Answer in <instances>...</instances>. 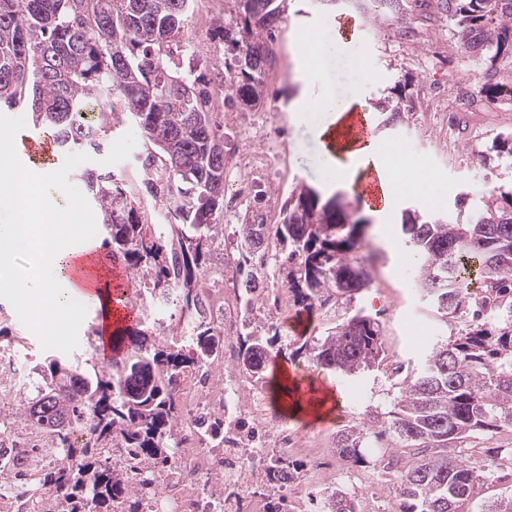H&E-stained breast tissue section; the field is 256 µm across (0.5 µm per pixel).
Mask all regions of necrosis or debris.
I'll return each mask as SVG.
<instances>
[{"label":"necrosis or debris","mask_w":512,"mask_h":512,"mask_svg":"<svg viewBox=\"0 0 512 512\" xmlns=\"http://www.w3.org/2000/svg\"><path fill=\"white\" fill-rule=\"evenodd\" d=\"M253 146L240 161V174L250 178L271 170L279 141L267 129L252 137ZM271 247L260 248L257 276L250 282L233 278L227 266L210 272L212 305L208 316L220 328L226 370L222 382L200 371L182 380L179 399L186 413L178 431L181 446L170 472L147 474L144 467L123 464L128 482L150 504V512H286L289 500L316 504L326 484L352 476L318 445L277 415L252 408L250 379L237 369L241 329L240 305L245 297L261 303L268 322L279 321L288 308L287 288L273 279L265 263ZM217 414L228 421L224 432L207 438L199 418Z\"/></svg>","instance_id":"1"}]
</instances>
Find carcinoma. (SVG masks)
I'll return each mask as SVG.
<instances>
[{"label":"carcinoma","mask_w":512,"mask_h":512,"mask_svg":"<svg viewBox=\"0 0 512 512\" xmlns=\"http://www.w3.org/2000/svg\"><path fill=\"white\" fill-rule=\"evenodd\" d=\"M185 0H0V107L25 101L34 126L62 154L98 155L112 129V113L86 120L89 103L110 95L125 120L153 145L141 160L147 193L170 214L154 224L139 191L115 182L110 171L82 173L102 216V248L140 282L150 312L115 337L121 354L98 362L92 337L76 358L50 355L32 371L37 395L18 401L23 426L45 433L57 463L32 483L31 493L52 503L45 512H145L138 493L112 460L115 446L130 448L147 468L169 469L176 426L183 416L179 382L209 359L215 328L202 316L207 252L224 235L216 213L224 195V141L210 122L209 93L182 70L170 43L179 38ZM284 0H238L242 39L232 60L241 80L234 99L255 107L275 63L271 27ZM448 13L466 49L496 59L512 53V0H448ZM489 63L482 93L512 101V86L493 82ZM495 158L512 160V134L498 136ZM466 221L431 212H405L400 230L423 264L417 290L442 317L465 320L451 341L438 342L388 412L383 427L401 448H423L397 477L402 512H459L477 499L495 466L492 458L465 463L448 449L473 432L512 427V186L477 199L461 194ZM279 224L259 217L241 225L247 246L266 239L279 246V273L293 302L312 315L331 300L353 298L370 275L355 257L367 218L335 193L325 198L296 186ZM178 320L163 329L159 310ZM280 329L241 341L240 367L263 375L282 355ZM293 355L341 376L382 362L379 324L351 315L319 338L299 339ZM83 430L86 440L72 441ZM367 434L346 431L337 440L342 459L362 463ZM328 512H356L340 488L326 493Z\"/></svg>","instance_id":"cac0c4a2"}]
</instances>
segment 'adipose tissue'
<instances>
[{
	"mask_svg": "<svg viewBox=\"0 0 512 512\" xmlns=\"http://www.w3.org/2000/svg\"><path fill=\"white\" fill-rule=\"evenodd\" d=\"M364 108L361 91L352 88L342 95L323 93L316 97L301 98L297 111L320 114L316 128L320 140L332 139L340 132L350 113ZM330 181L346 186L354 184L368 171L381 177L382 202L377 216H385L399 198L421 193L422 188L389 173L391 163L405 167L416 166V159L393 150L383 154L377 141L361 145L346 142L337 144L329 157ZM15 175L0 181V210L7 211L11 219L0 225V287L6 288L15 301V312L26 318L38 315L43 336L55 341L61 327V317L75 299L89 300L111 314L109 292L98 288L94 271H87L84 285H77L71 273L84 264L88 249L70 247L62 234L57 219L65 205L67 195L51 183L48 169H35L25 165L14 168ZM24 252L30 258L27 274L14 271L10 257Z\"/></svg>",
	"mask_w": 512,
	"mask_h": 512,
	"instance_id": "ef3b65f1",
	"label": "adipose tissue"
}]
</instances>
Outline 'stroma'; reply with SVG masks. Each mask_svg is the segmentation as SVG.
<instances>
[{
  "label": "stroma",
  "mask_w": 512,
  "mask_h": 512,
  "mask_svg": "<svg viewBox=\"0 0 512 512\" xmlns=\"http://www.w3.org/2000/svg\"><path fill=\"white\" fill-rule=\"evenodd\" d=\"M238 16L236 0H193L181 31L183 39L197 44L195 54L184 58V68L215 89L209 110L214 127L224 137L227 156L220 217L224 236L210 246L209 265L222 261L225 247L237 240L248 218L279 216L295 186L336 191V184L324 176L314 131L316 116L293 109L299 92L315 96L326 91L343 94L357 84L375 117L381 114V102L402 96L408 103L401 119L380 126L377 138L386 144L409 145L423 159L434 191L399 199L385 220L371 218L358 252L371 272L369 288L313 318L290 314L287 327L281 331L279 343L284 354L279 362L301 384L312 383L334 392L339 402L333 416L319 421L308 416L291 417L287 420L290 427L321 432L323 446L331 452L336 449L338 431L360 428L368 433L365 447L369 455L386 457L395 451L399 456L411 457V449L397 448L393 436L381 431L387 412L401 397L406 377L419 370L426 352L425 347L413 344L407 337L403 321L410 315L417 317L429 327L436 341L453 338L458 326L442 318L420 297L415 287L416 268L405 262L413 249L397 226L404 210H429L430 200H437L434 208L438 212L453 215L460 194L478 197L487 185L512 184V163L495 161L485 166L480 162L498 135L512 133V101L489 109L470 82L469 70L481 72L485 65L482 58L465 51L445 0H398L393 8L373 17L364 14L352 0H342L332 20L313 0H288L285 13L272 31L276 63L266 74V96L259 106L260 111L273 113L277 124L283 126L285 156L278 175L240 184L236 181V159L249 145L250 117L241 106L224 102L238 77L237 69L224 63L231 55L229 38L236 33ZM349 16L363 25L362 40L345 42L337 36V20ZM301 27L323 31L324 66L320 71L308 69L304 56L296 50L297 30ZM360 54L367 56L372 65V76L365 81L360 80L354 66ZM144 152L140 131L123 122L109 132L101 154L67 156L54 168L56 184L70 193L65 225L74 232L75 246L103 239L101 214L90 199L83 171L90 167L119 170L137 183L141 180L137 158ZM361 308L377 319L382 330L384 354L379 367L346 377L311 367L307 358L292 356L291 345L298 336H321L331 323L341 322ZM82 314L81 326L62 329L59 337L49 343L28 323L15 317L8 291L0 288V327L7 328L11 336L8 347L15 352L20 389L26 395L35 393L32 366L46 356L82 349L86 327L96 312L86 307ZM352 383L366 394L364 405L357 409L351 408L347 397V387ZM454 453L466 459L496 456L497 476L481 488L480 499L491 501L512 493V427L471 435L458 443Z\"/></svg>",
  "instance_id": "1"
}]
</instances>
